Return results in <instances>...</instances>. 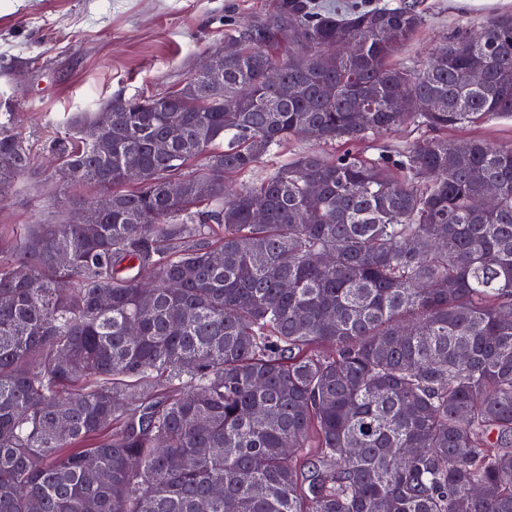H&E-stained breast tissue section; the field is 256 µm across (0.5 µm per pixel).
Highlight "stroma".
I'll use <instances>...</instances> for the list:
<instances>
[{
	"label": "stroma",
	"instance_id": "stroma-1",
	"mask_svg": "<svg viewBox=\"0 0 512 512\" xmlns=\"http://www.w3.org/2000/svg\"><path fill=\"white\" fill-rule=\"evenodd\" d=\"M422 17L394 64L421 68L461 28L479 31L512 14V0H408ZM280 0H0V121L13 113L35 164L0 194V258L10 257L38 224L71 217L94 188L61 190L49 163L50 143L69 119L111 98L177 90L223 38L272 21ZM407 124L360 143L369 157L395 154L426 138ZM453 140L512 145V117L452 128Z\"/></svg>",
	"mask_w": 512,
	"mask_h": 512
}]
</instances>
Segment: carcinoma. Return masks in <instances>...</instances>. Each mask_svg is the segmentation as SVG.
Instances as JSON below:
<instances>
[{
	"label": "carcinoma",
	"mask_w": 512,
	"mask_h": 512,
	"mask_svg": "<svg viewBox=\"0 0 512 512\" xmlns=\"http://www.w3.org/2000/svg\"><path fill=\"white\" fill-rule=\"evenodd\" d=\"M420 24L403 0H281L228 35L224 91L195 74V98L70 119L59 179L112 211L0 263V512H512V146L444 135L512 115V15L394 65ZM406 123L433 135L234 183L306 126L333 145ZM33 164L0 123V193Z\"/></svg>",
	"instance_id": "cac0c4a2"
}]
</instances>
